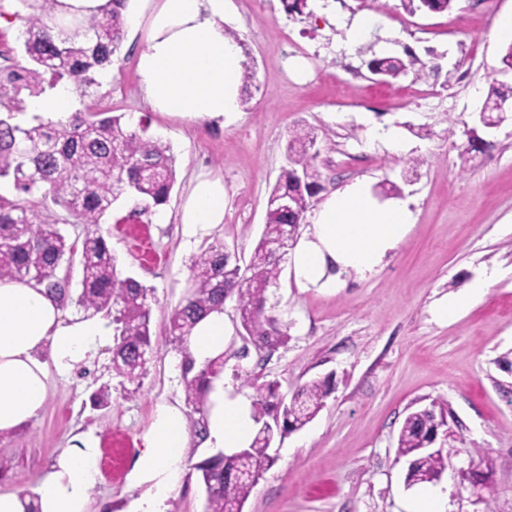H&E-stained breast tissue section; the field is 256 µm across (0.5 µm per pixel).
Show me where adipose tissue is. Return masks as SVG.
<instances>
[{
	"label": "adipose tissue",
	"instance_id": "adipose-tissue-1",
	"mask_svg": "<svg viewBox=\"0 0 512 512\" xmlns=\"http://www.w3.org/2000/svg\"><path fill=\"white\" fill-rule=\"evenodd\" d=\"M112 0H52L44 22L53 32L83 31L91 17L111 10ZM125 13L145 45L136 60L138 86L151 111L219 127L240 118L244 56L224 31V0H133ZM190 238L205 237L224 222V181L199 173L180 209ZM414 225L404 199L379 202L356 181L330 196L311 217L288 258L295 285L325 292L348 277L375 274ZM499 278L485 270L466 289L438 306L448 322L485 295ZM230 330L222 312L207 315L194 329L189 351L196 363L223 352ZM106 321L65 313L59 300L30 280L0 278V435L29 423L43 409L49 372H71L111 341ZM208 447L232 452L246 447L256 425L249 401L216 379L209 395ZM188 431L182 411L158 405L146 449L134 478L147 485L135 512H165L164 503L184 470ZM99 450L93 440L66 449L42 476L35 495L0 492V512H91L89 491L98 479Z\"/></svg>",
	"mask_w": 512,
	"mask_h": 512
}]
</instances>
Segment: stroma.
Returning <instances> with one entry per match:
<instances>
[{"mask_svg":"<svg viewBox=\"0 0 512 512\" xmlns=\"http://www.w3.org/2000/svg\"><path fill=\"white\" fill-rule=\"evenodd\" d=\"M224 23L254 72L238 122L221 129L151 111L143 101L135 59L142 35L127 29L112 79L81 99V109L147 118L149 132L170 145L176 184L168 203L147 208L122 198L101 231L122 275L149 290L156 350L140 382L114 375L112 348L99 349L89 368L52 376L44 409L30 423L0 437V491H34L42 474L80 437L96 441L102 468L91 490L94 512H131L141 495L131 473L145 449L160 404L190 414L181 355L168 319L187 286L191 257L221 242L249 258L262 230L269 191L282 167L294 128L312 130L323 189L314 199L360 180H390L409 200L414 226L376 275L333 293L295 288L280 275L273 312L288 341L264 353L240 336L235 301L224 317V385L246 397L240 376L278 382L291 396L301 385L330 379L332 394L303 430L275 440L276 461L253 488L243 512H408L420 492L405 483L397 438L408 413L438 400L455 418L464 447L480 449L492 473L488 503H474L459 478L445 472L446 512H512V119L484 127L478 114L490 85L512 89L501 63V19L512 0H456L451 11H409L402 0H306L287 12L283 0H230ZM370 22L365 39L350 32ZM402 58L407 71L384 83L368 67L375 57ZM392 130L404 153L379 139ZM488 150L464 153L470 136ZM201 170L224 180V222L187 240L179 207ZM24 199L38 222L57 225L81 247L86 227L42 193L22 197L0 180V198ZM502 277L449 322L434 308L460 293L484 270ZM107 388L105 406L92 397ZM198 445L185 460L166 512H205L206 494L194 461L211 456Z\"/></svg>","mask_w":512,"mask_h":512,"instance_id":"obj_1","label":"stroma"}]
</instances>
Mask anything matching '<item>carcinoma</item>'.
<instances>
[{"instance_id": "carcinoma-1", "label": "carcinoma", "mask_w": 512, "mask_h": 512, "mask_svg": "<svg viewBox=\"0 0 512 512\" xmlns=\"http://www.w3.org/2000/svg\"><path fill=\"white\" fill-rule=\"evenodd\" d=\"M412 11L441 13L454 0H403ZM125 0H112V10L87 23V35L61 37L46 27L40 16L23 21L27 65L0 70V179H9L22 194L43 192L75 214L87 231L81 251L82 279L77 304L91 314L112 316L115 339L112 371L134 382L141 378L154 353L150 330L149 289L131 276L121 277L116 258L97 229L118 200L134 194L152 206L167 204L175 184L174 157L169 145L122 123V116L105 110L76 112L66 122L38 115L24 125L13 122L17 97L41 95L45 89L67 83L84 98L98 85L96 70L112 64L125 38ZM373 73L385 81L406 72L398 57L370 61ZM314 134L305 128L289 132L288 167L280 173L270 196L290 195L292 210L284 213L269 207L262 234L249 261L215 242L193 256L185 296L169 317L172 344L183 357L186 401L192 409L196 436H207L209 393L212 382L224 372V354L201 366L188 349L196 325L210 312L233 298L243 335L259 351L272 352L287 343L288 333L267 308L268 290L278 285L281 263L297 242L305 214L320 190L321 172L314 150ZM285 238L284 249L274 253L270 241ZM73 253L55 224H39L31 210L18 199L0 200V277L33 280L62 302L70 299L68 281L58 276L66 255ZM332 392L326 380L300 386L285 399L278 384L257 387L251 401L256 424L250 444L231 453L222 451L196 463L204 483L206 512H242L243 506L264 470L275 462L269 449L277 436L303 429L324 407ZM448 416V405L432 401L409 413L398 435L397 457L405 460V482L410 486L432 484L448 470L462 449L457 437L436 439V424Z\"/></svg>"}]
</instances>
